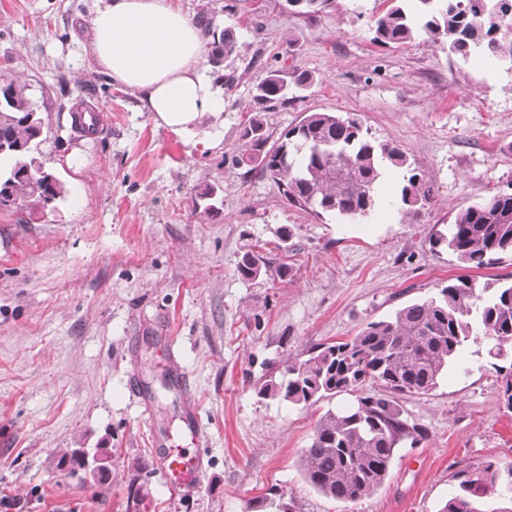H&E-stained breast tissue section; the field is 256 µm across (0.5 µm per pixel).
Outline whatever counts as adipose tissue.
<instances>
[{
    "label": "adipose tissue",
    "mask_w": 512,
    "mask_h": 512,
    "mask_svg": "<svg viewBox=\"0 0 512 512\" xmlns=\"http://www.w3.org/2000/svg\"><path fill=\"white\" fill-rule=\"evenodd\" d=\"M84 55L139 93L158 125L172 131L192 130L224 109L208 39L179 0H96Z\"/></svg>",
    "instance_id": "adipose-tissue-1"
}]
</instances>
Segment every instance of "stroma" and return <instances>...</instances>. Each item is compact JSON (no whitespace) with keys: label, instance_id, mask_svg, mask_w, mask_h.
Here are the masks:
<instances>
[{"label":"stroma","instance_id":"stroma-1","mask_svg":"<svg viewBox=\"0 0 512 512\" xmlns=\"http://www.w3.org/2000/svg\"><path fill=\"white\" fill-rule=\"evenodd\" d=\"M182 6L232 29L241 48L224 63L234 80L221 87L223 112L174 132L86 64L95 0H0V73L42 105L37 156L67 188L35 215L0 210V512H279L252 508L272 492L296 512H439L459 472L512 462V411L481 344L432 391L400 396L426 437L402 441L385 484L349 505L309 486L299 461L321 416L351 395L302 408L256 388L310 347L349 339L449 280L512 279L511 257L470 268L429 245L460 209L512 189V72L420 39L374 43L382 0H332L310 14L287 0ZM292 64L312 84L258 111L259 80ZM79 102L99 111L96 135L72 129ZM315 111L358 118L407 151L432 194L417 220L393 204L399 169L383 170L387 202L350 220L292 206L258 165H236L250 117L275 144ZM207 186L214 214L193 206ZM250 249L288 263V277L243 280L236 267ZM174 361L193 383L205 467L194 490L172 494L151 433L182 425L181 395L162 388ZM133 375L154 391L149 408L126 389ZM73 448L109 449V487L60 465Z\"/></svg>","mask_w":512,"mask_h":512}]
</instances>
